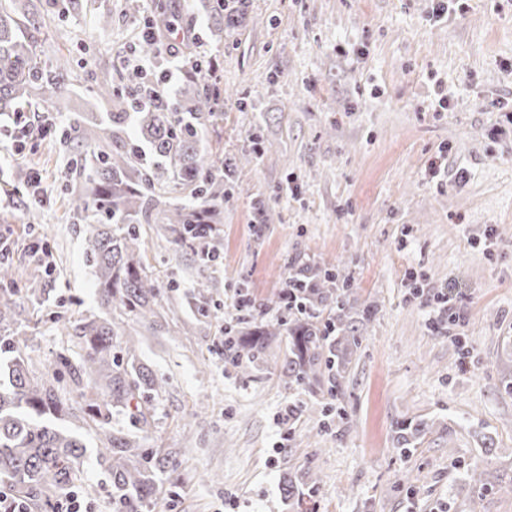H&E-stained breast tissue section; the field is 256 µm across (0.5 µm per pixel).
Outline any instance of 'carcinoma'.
Here are the masks:
<instances>
[{"mask_svg": "<svg viewBox=\"0 0 512 512\" xmlns=\"http://www.w3.org/2000/svg\"><path fill=\"white\" fill-rule=\"evenodd\" d=\"M20 2H0V115L20 112L33 100L47 112L70 87L71 60L62 56L48 64L41 59L35 37L39 10L33 0L21 9L16 7ZM247 12L246 3L227 13L224 6L214 5L215 35ZM132 91L148 99L136 113L137 137H121L129 113H106L85 130L71 168L62 175L63 186L76 184L74 213L86 225L85 254L100 309L72 326L81 345L79 361L61 354L50 372L38 374L31 368L27 339L18 332L16 270L0 259V487L12 493L0 497V512H12L15 499L25 501L28 512H56L68 492L83 488L87 448L74 431L56 424L65 418L103 434L95 455L109 476L116 512H157L163 476L176 470L179 451L140 443L139 433L148 432L154 418L152 401L164 388L136 355L135 325L158 316L155 306L162 288L142 261L140 226L167 225L169 244L198 257L200 272L190 303L207 309L213 302L207 271L218 256L217 225L224 220L217 200L224 197V180L234 176L236 165L212 158L199 138V126L212 116L216 86L187 79L175 103L157 83L139 82ZM107 132L112 144L103 145ZM176 189L190 190L192 199L172 202L165 197ZM291 270L297 304H289L281 292L252 301L242 322L268 310L280 317L247 332L231 329L228 358L239 367L253 364L268 341L284 330L289 338L284 383L312 386L326 375L332 395L348 347L359 343L352 322L345 319L349 278L333 263L309 265L299 258ZM330 305L336 315L325 319L323 309ZM62 368L73 384L69 391L55 385ZM120 416L129 426L114 425ZM424 427L422 422L396 423V447L410 450ZM318 483L311 474L304 482L288 481V497L301 512H307Z\"/></svg>", "mask_w": 512, "mask_h": 512, "instance_id": "carcinoma-1", "label": "carcinoma"}]
</instances>
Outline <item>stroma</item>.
<instances>
[{
  "instance_id": "obj_1",
  "label": "stroma",
  "mask_w": 512,
  "mask_h": 512,
  "mask_svg": "<svg viewBox=\"0 0 512 512\" xmlns=\"http://www.w3.org/2000/svg\"><path fill=\"white\" fill-rule=\"evenodd\" d=\"M141 3L133 16L127 0H86L79 11L39 0L44 58L79 62L72 92L50 113H26L53 118L57 134L20 145L0 119V240L45 290L18 308L38 371L78 352L57 317L98 309L84 227L58 176L94 113L112 109L94 76L110 72L116 97H129L127 61L152 12V0ZM168 3L220 79L202 140L238 169L224 184L210 269L219 308L187 305L192 253L173 250L159 225L141 228L142 259L165 287L160 303L180 317L178 332L145 331L138 351L166 381L142 445L180 451L159 512H296L282 485L308 472L319 478L314 512H512V133L500 108L512 103V0H465L438 21L431 0H249L218 38L210 0ZM105 13L111 27H96ZM441 89L450 105L437 112ZM256 133L272 149L245 160ZM19 169L42 174L40 199L10 186ZM30 204L38 223L27 220ZM295 257L340 264L353 311L377 309L359 326L342 414L326 427L322 395L282 380L287 336L255 369L224 360L237 289L271 297ZM448 292L461 318L441 333L425 301ZM293 402L307 410L290 420ZM399 421L427 425L406 457L394 444ZM474 465L478 493L465 483Z\"/></svg>"
}]
</instances>
